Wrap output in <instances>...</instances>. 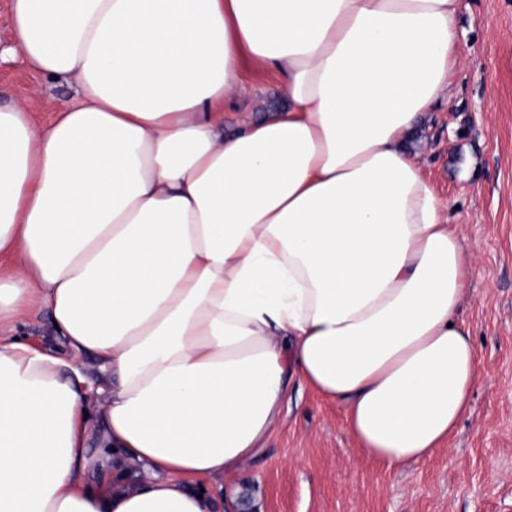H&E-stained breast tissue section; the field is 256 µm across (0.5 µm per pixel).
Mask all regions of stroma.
Here are the masks:
<instances>
[{
  "instance_id": "35a3bbf8",
  "label": "stroma",
  "mask_w": 512,
  "mask_h": 512,
  "mask_svg": "<svg viewBox=\"0 0 512 512\" xmlns=\"http://www.w3.org/2000/svg\"><path fill=\"white\" fill-rule=\"evenodd\" d=\"M448 99L423 117L422 169L447 202L476 263L459 317L472 333L480 377L447 443L429 458L388 468L352 437L341 404L292 383L263 452L226 477L254 512H512V0H460ZM10 0H0V105L27 101L35 123L73 84L33 74L10 53ZM249 89L234 112L281 105L276 78L245 66ZM11 335L67 354L47 311L22 315Z\"/></svg>"
}]
</instances>
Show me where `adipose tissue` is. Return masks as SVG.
Here are the masks:
<instances>
[{"label":"adipose tissue","mask_w":512,"mask_h":512,"mask_svg":"<svg viewBox=\"0 0 512 512\" xmlns=\"http://www.w3.org/2000/svg\"><path fill=\"white\" fill-rule=\"evenodd\" d=\"M459 0H11L76 85L0 107V512H216L299 379L390 468L442 447L479 362L475 258L412 145ZM283 107L225 121L245 63ZM48 310L71 352L7 336ZM97 357L84 390L71 357Z\"/></svg>","instance_id":"1"}]
</instances>
